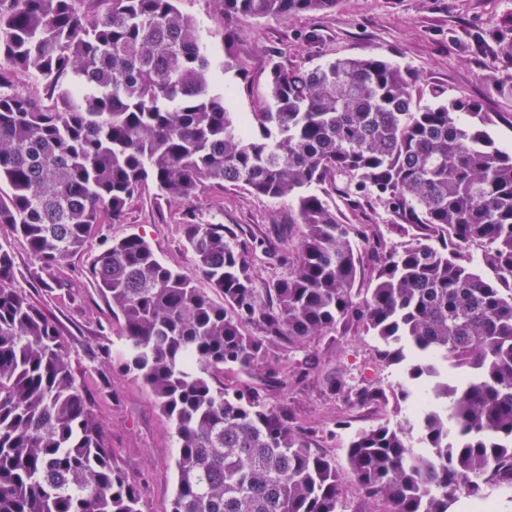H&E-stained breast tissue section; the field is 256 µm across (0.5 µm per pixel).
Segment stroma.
Returning <instances> with one entry per match:
<instances>
[{
    "mask_svg": "<svg viewBox=\"0 0 512 512\" xmlns=\"http://www.w3.org/2000/svg\"><path fill=\"white\" fill-rule=\"evenodd\" d=\"M177 7L197 21L216 54L224 52V37H232L243 70L238 75L215 73L211 85L228 92L233 111L262 109L272 58L287 67L310 68L338 58L377 56L410 67L420 85L480 100L485 111L497 116L490 129L493 137L512 146V101L497 96L483 81L490 70L512 73V57L497 48L501 38H512V0H338L329 13L262 20L224 17L211 0H178ZM289 211V200L237 187L209 186L192 200L174 201L149 186L134 197L121 223L96 225L80 251L52 268L34 256L10 225L0 224V246L14 262L13 285L55 322L70 353L72 374L102 424L112 461L139 487L144 512H170L178 438L150 387L126 368V340L95 285L91 265L113 239L137 234L166 266L194 273L184 236L185 223L193 218L233 226L235 247L246 252L261 280H274L287 274L292 261L288 249L299 239L300 228L289 223ZM373 347V337L352 332L334 340L313 339L307 351L316 370L301 384L265 392L268 407L289 410L313 427L314 447L343 471L351 432L414 418L406 403L355 410L325 391V373L340 364L355 374L368 372L384 386H398L399 371L376 366ZM340 416L349 426L338 431L334 422Z\"/></svg>",
    "mask_w": 512,
    "mask_h": 512,
    "instance_id": "obj_1",
    "label": "stroma"
}]
</instances>
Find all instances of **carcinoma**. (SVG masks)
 Listing matches in <instances>:
<instances>
[{
    "label": "carcinoma",
    "instance_id": "1",
    "mask_svg": "<svg viewBox=\"0 0 512 512\" xmlns=\"http://www.w3.org/2000/svg\"><path fill=\"white\" fill-rule=\"evenodd\" d=\"M89 19L76 0H0V224L51 266L114 224L149 182L189 201L207 183L290 197L297 259L265 287L223 224H185L195 270L163 265L132 234L92 268L127 340L126 366L151 387L178 437L171 512H338L342 482L387 512H449L512 488V151L491 137L479 101L421 88L371 56L311 69L273 60L261 112H233L212 72L240 71L208 51L177 0H107ZM226 16L332 11L336 0H213ZM31 73L51 108L6 83ZM484 80L512 98V74ZM390 213L344 224L319 190ZM373 266L372 287L361 288ZM0 246V512H143L112 464L51 319L12 287ZM366 333L406 384L338 368L324 384L355 409L414 402L415 424H379L348 444V471L311 448L313 428L267 407L255 388H215L214 371L260 369L279 383L310 373L312 337ZM460 372L455 385L448 368ZM417 444H412V432Z\"/></svg>",
    "mask_w": 512,
    "mask_h": 512
}]
</instances>
